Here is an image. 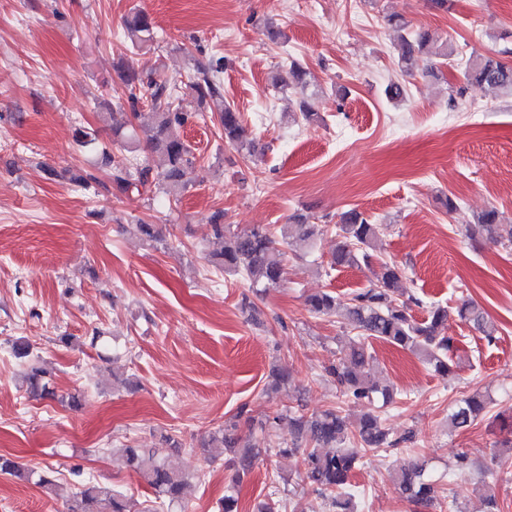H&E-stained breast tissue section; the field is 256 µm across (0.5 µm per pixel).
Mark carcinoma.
<instances>
[{"label": "carcinoma", "mask_w": 512, "mask_h": 512, "mask_svg": "<svg viewBox=\"0 0 512 512\" xmlns=\"http://www.w3.org/2000/svg\"><path fill=\"white\" fill-rule=\"evenodd\" d=\"M127 38L132 45L141 47L154 39V27L150 16L136 11L125 20ZM454 48L440 41L429 30L411 31L401 36L397 64L407 75H413L434 57L453 55ZM223 66L217 61L209 68L197 69L198 76L189 85L197 98L204 102L222 96L220 74ZM119 76L127 90V104L133 116H138L142 102L149 103L151 125L146 138V156L131 161L111 154L100 145L98 131L78 132L79 145L100 156V163L112 167L113 188L121 193L141 192L154 185L178 195L188 188L198 159L190 145L178 135L194 115L182 112L170 80L157 70L137 72L118 67ZM464 76L478 84L506 90L512 93V66L490 56L469 57ZM306 71L292 60L288 64V77H276V84L293 88L305 84ZM224 141L243 153H251V142L245 137L240 115L226 105L220 111ZM206 236L220 243V250L212 254L213 263L226 273L242 274L255 287L259 295L277 286L284 275L283 252L270 231L263 226L232 231L221 223L216 213L205 225ZM327 231L324 224H308L299 216L289 218L281 231L282 241L307 249ZM384 227L373 223L365 213L348 210L339 217L336 244L330 254V266L354 267L368 265L383 235ZM472 235L504 246H512V225L499 222L498 213L489 208L476 218L469 228ZM399 269L384 263L378 282L353 295L347 308L348 326L358 332L361 340L341 349L339 361L328 368V373L343 389V396L354 403L366 402L371 406L387 404L393 392L380 384L373 372L374 356L366 340L377 339L408 350L422 357L436 373L448 376L452 373L448 353L455 346V339L446 334L450 314L470 324L475 330L491 339L495 325L487 319L482 309L473 302L464 301L454 312L444 306H433L427 318L418 321L410 314V304L418 299L400 298ZM307 306L317 316L336 313V296L317 293L307 298ZM45 372L30 366L25 382L34 393L55 395L44 379ZM487 400L481 393L461 398L448 414V429L463 431L469 428L486 408ZM288 420L293 441L279 449L282 455L302 452V466L306 479L316 487L319 496L327 502L331 512H357L354 495L350 492V479L362 463L367 451L374 448H391L413 440L412 434L398 439L381 422V417L370 409L352 419L338 408H329L309 415L291 408L276 412L275 416L256 421L260 429L272 422ZM181 447L170 435L161 436L154 448H139L128 444L120 450L117 461L122 468L137 474L152 490L155 498L186 512L191 481L188 475L173 467L169 452ZM251 438L238 433L237 424H227L209 433L200 443L201 454L212 461L230 452L239 456L234 484H240L253 465ZM0 471L32 478L43 488H51L53 480L33 470L24 473L18 465L0 456ZM426 465L412 463L392 474V480L406 499L426 510L435 507L439 492L436 484L425 477ZM66 512H154L151 505L142 508L112 487L96 481L86 482L82 489L66 503Z\"/></svg>", "instance_id": "1"}]
</instances>
